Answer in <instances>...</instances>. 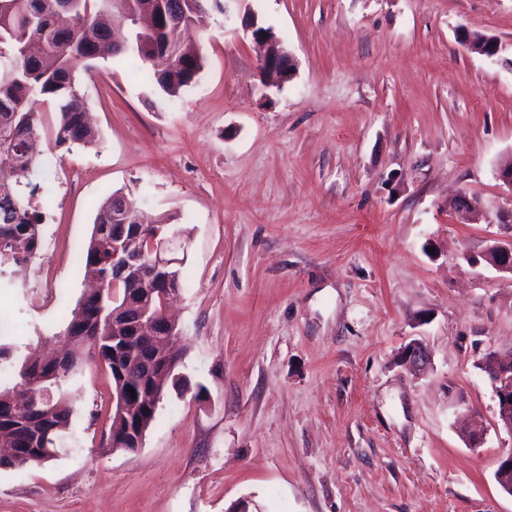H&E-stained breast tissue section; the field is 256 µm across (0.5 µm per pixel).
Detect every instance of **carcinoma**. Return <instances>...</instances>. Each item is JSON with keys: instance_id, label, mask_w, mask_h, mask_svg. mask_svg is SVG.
<instances>
[{"instance_id": "1", "label": "carcinoma", "mask_w": 512, "mask_h": 512, "mask_svg": "<svg viewBox=\"0 0 512 512\" xmlns=\"http://www.w3.org/2000/svg\"><path fill=\"white\" fill-rule=\"evenodd\" d=\"M208 2L178 0L160 17L151 0H0V175L15 178L13 186L0 183V266L27 265L41 245L43 213L33 205L39 186L31 177L43 172V164L26 151L42 124L35 104L55 113L50 127L54 144L69 150L96 140L78 74L90 72L97 60L136 58L163 93L179 96L203 68L195 36ZM169 228L147 225L149 236L136 244L144 258H152L149 238L160 240ZM118 229L109 197L81 255L83 276L100 288L84 294L71 310L61 336L65 354L60 366L30 358L17 363L13 348L0 342V371L13 369L15 379L12 387L0 386V447L31 442L41 449L19 461L0 458V469L39 465L58 456L72 424L69 388L90 364L108 371L117 411L131 388L137 394L156 387L167 391L184 381L173 370L148 372L142 364L148 353L163 364L181 359L175 342L148 338L114 353L122 341L112 340L105 319L123 304L129 289L125 280L112 284V232ZM151 287L182 290L180 270L157 272ZM124 430V422L112 419L102 447L132 451Z\"/></svg>"}]
</instances>
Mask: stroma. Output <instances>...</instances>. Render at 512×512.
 Returning <instances> with one entry per match:
<instances>
[{
    "label": "stroma",
    "instance_id": "1",
    "mask_svg": "<svg viewBox=\"0 0 512 512\" xmlns=\"http://www.w3.org/2000/svg\"><path fill=\"white\" fill-rule=\"evenodd\" d=\"M247 12L294 60L282 88L261 85ZM198 41L199 79L173 98L125 62L80 80L98 141L42 142L41 280L0 268L7 342L47 353L99 203L169 219L190 389L136 451L104 453L110 376L86 371L63 451L0 470V512H512L495 481L512 434L479 368L512 351V275L472 261L512 239V0H222ZM460 194L478 220L449 209ZM415 340L420 373L399 361Z\"/></svg>",
    "mask_w": 512,
    "mask_h": 512
}]
</instances>
